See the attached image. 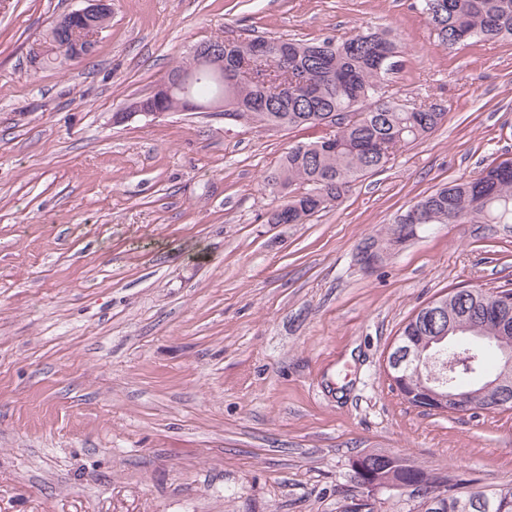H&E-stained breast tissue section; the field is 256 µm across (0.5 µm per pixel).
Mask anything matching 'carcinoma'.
Segmentation results:
<instances>
[{
  "label": "carcinoma",
  "instance_id": "obj_1",
  "mask_svg": "<svg viewBox=\"0 0 512 512\" xmlns=\"http://www.w3.org/2000/svg\"><path fill=\"white\" fill-rule=\"evenodd\" d=\"M422 13L443 45H467L472 40L493 41L512 37V0H421ZM269 44L288 52V74L299 86L258 113V128L327 127L332 134L292 147L278 169L266 179L277 196L270 211V224H303L310 217L338 202L354 182L383 168L394 152L431 134L444 112L407 107L389 93L392 77L402 67V46L388 30L371 28L341 41L281 40L258 36L224 40V70L227 74L204 75L189 86L198 102L224 99V116L232 118L250 105L264 100L265 79L234 80L236 64L251 57L258 45ZM482 199L480 209L467 217L473 224H512V158L485 168L473 179L438 187L421 197L395 219L392 232H402L411 213L421 209L426 223H448V210L469 198ZM452 295L445 294V297ZM448 311V324L470 322L476 336L447 348V357L467 352L476 356L472 367L459 366L450 373L457 389L472 386L473 377L490 371V348L479 343L496 329L490 304L512 298V290L485 297L457 292ZM403 336H430L427 315L413 316L402 328ZM355 464L373 472L401 476L408 473L409 497L424 505L437 500L455 512V505L475 497L497 500L496 512H512V486L477 490L464 473L441 479L423 468L408 466L394 456L365 455Z\"/></svg>",
  "mask_w": 512,
  "mask_h": 512
}]
</instances>
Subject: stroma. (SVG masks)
Here are the masks:
<instances>
[{
    "instance_id": "obj_1",
    "label": "stroma",
    "mask_w": 512,
    "mask_h": 512,
    "mask_svg": "<svg viewBox=\"0 0 512 512\" xmlns=\"http://www.w3.org/2000/svg\"><path fill=\"white\" fill-rule=\"evenodd\" d=\"M82 0H0V512H416L356 484L389 454L512 485V410L405 404L386 357L456 288L512 289V224H413L512 158V38L441 45L419 0H112L92 53L36 61ZM401 38L439 127L304 224L264 179L321 128L119 119L199 42Z\"/></svg>"
}]
</instances>
